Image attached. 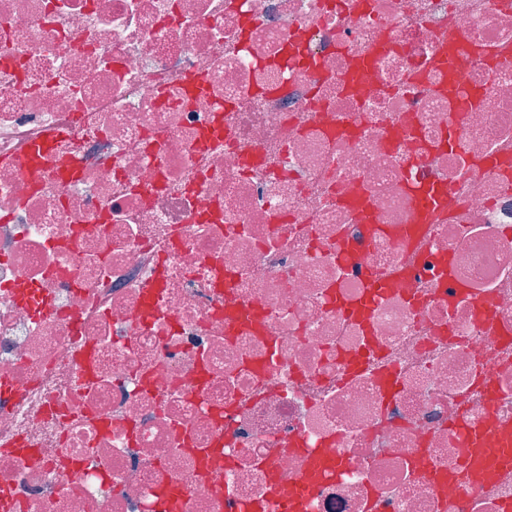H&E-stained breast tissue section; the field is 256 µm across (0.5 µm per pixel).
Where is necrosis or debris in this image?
<instances>
[{
    "label": "necrosis or debris",
    "instance_id": "1",
    "mask_svg": "<svg viewBox=\"0 0 512 512\" xmlns=\"http://www.w3.org/2000/svg\"><path fill=\"white\" fill-rule=\"evenodd\" d=\"M463 420L512 430V0H0V512H512Z\"/></svg>",
    "mask_w": 512,
    "mask_h": 512
}]
</instances>
